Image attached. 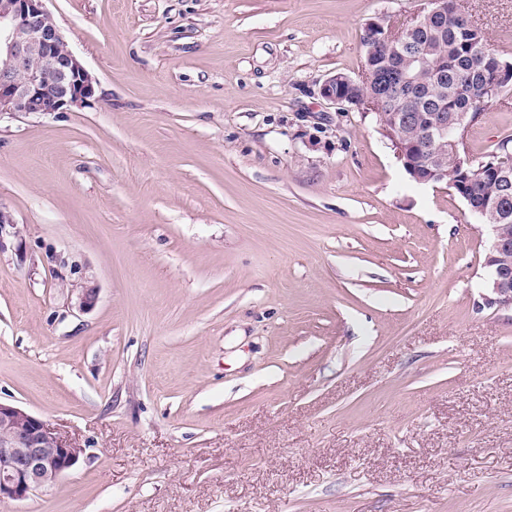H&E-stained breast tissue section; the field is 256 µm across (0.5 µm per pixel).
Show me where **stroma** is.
I'll list each match as a JSON object with an SVG mask.
<instances>
[{
    "label": "stroma",
    "mask_w": 512,
    "mask_h": 512,
    "mask_svg": "<svg viewBox=\"0 0 512 512\" xmlns=\"http://www.w3.org/2000/svg\"><path fill=\"white\" fill-rule=\"evenodd\" d=\"M457 2L512 60V0ZM424 5L47 0L97 85L0 115V400L83 454L0 512H512L489 231L320 95Z\"/></svg>",
    "instance_id": "1"
}]
</instances>
